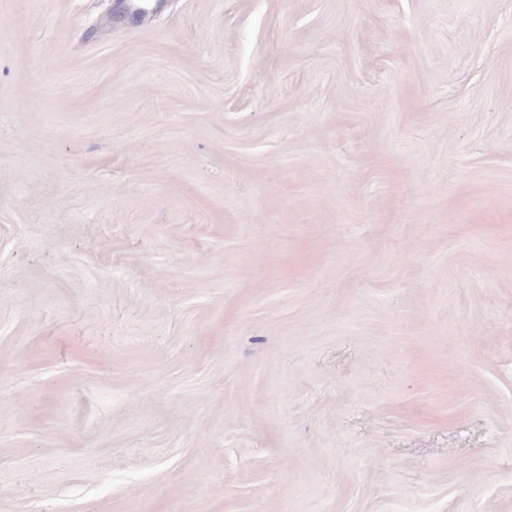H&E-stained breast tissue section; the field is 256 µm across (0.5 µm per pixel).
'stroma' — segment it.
Here are the masks:
<instances>
[{
    "mask_svg": "<svg viewBox=\"0 0 512 512\" xmlns=\"http://www.w3.org/2000/svg\"><path fill=\"white\" fill-rule=\"evenodd\" d=\"M0 0V512H512V0Z\"/></svg>",
    "mask_w": 512,
    "mask_h": 512,
    "instance_id": "stroma-1",
    "label": "stroma"
}]
</instances>
